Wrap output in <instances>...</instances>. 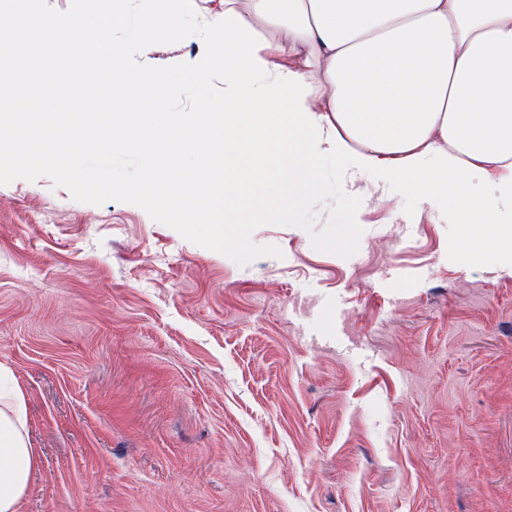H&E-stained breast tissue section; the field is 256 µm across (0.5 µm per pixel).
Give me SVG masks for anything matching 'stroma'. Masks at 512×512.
<instances>
[{"mask_svg": "<svg viewBox=\"0 0 512 512\" xmlns=\"http://www.w3.org/2000/svg\"><path fill=\"white\" fill-rule=\"evenodd\" d=\"M121 8L162 84L224 10L144 46ZM79 164L117 190L0 163V366L41 460L17 512H512V268L445 207L325 158L293 223L221 243L129 201L139 151Z\"/></svg>", "mask_w": 512, "mask_h": 512, "instance_id": "35a3bbf8", "label": "stroma"}]
</instances>
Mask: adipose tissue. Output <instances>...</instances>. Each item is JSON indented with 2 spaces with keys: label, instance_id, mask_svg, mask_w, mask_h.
Here are the masks:
<instances>
[{
  "label": "adipose tissue",
  "instance_id": "obj_1",
  "mask_svg": "<svg viewBox=\"0 0 512 512\" xmlns=\"http://www.w3.org/2000/svg\"><path fill=\"white\" fill-rule=\"evenodd\" d=\"M206 48L172 96L224 95L170 112L149 74L112 42L111 21L30 14L0 25V161L69 168L86 144L150 164L126 191L175 224L242 235L261 211L287 217L317 191L321 157L453 201L461 245L512 265V0H223ZM198 0H153L140 39L178 34ZM95 29L92 51L72 57ZM95 70L92 80L66 69ZM108 101L86 120L59 108ZM192 165H182L184 157ZM21 388L0 367V512H16L38 465Z\"/></svg>",
  "mask_w": 512,
  "mask_h": 512
}]
</instances>
